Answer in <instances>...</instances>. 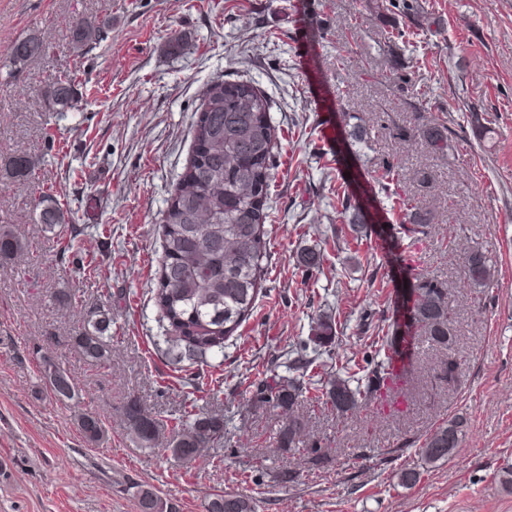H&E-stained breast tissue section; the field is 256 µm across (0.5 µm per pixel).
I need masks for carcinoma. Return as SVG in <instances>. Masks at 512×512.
<instances>
[{
	"label": "carcinoma",
	"mask_w": 512,
	"mask_h": 512,
	"mask_svg": "<svg viewBox=\"0 0 512 512\" xmlns=\"http://www.w3.org/2000/svg\"><path fill=\"white\" fill-rule=\"evenodd\" d=\"M102 34L100 24L84 20L75 25L73 40L83 47L97 43ZM45 50L42 39L27 36L13 44L10 59L13 65L21 66ZM45 94L57 111L70 109L75 104V79L69 74L59 75L46 86ZM419 136L432 153L448 149V134L441 129H418L409 134L412 140ZM193 138L201 143V149L192 151L179 186L167 200L151 299L160 312L163 342L171 348L183 345L189 356L205 361L209 354L222 351L224 341L252 315L261 288V263L269 245L265 210L274 154L268 99L247 82H211L198 110ZM345 183L350 188L348 196L357 202L353 223H375L372 210L376 209L377 196L361 186L357 174L345 178ZM388 195L398 205L401 233L427 234L431 214L405 203L396 193L390 191ZM40 223L49 228L67 224L68 212L49 203L41 210ZM24 251L20 239L0 233L1 259ZM460 258L474 284L490 281L491 266L481 252L465 251ZM413 291L410 322L420 327L425 341L447 350L441 361V379L452 385L458 372V362L450 353L454 342L452 289L431 274L421 273ZM109 328V323L101 321L93 330L84 329L73 337L82 359L96 364L109 361L112 348L103 336ZM335 341L332 321L317 319L314 333L304 342V347H312L314 357L304 360L303 368L317 361ZM386 345L384 354L367 360L361 383L354 388L349 380L336 376L325 383H305L274 373L260 379L254 401L288 417L279 431L280 447L290 449L302 443L301 427L293 416L301 398L329 402L343 416L359 412L389 391L387 382L399 351L391 336ZM43 372L55 397L71 400L78 394L76 380L68 370L46 363ZM124 416L142 445L151 448L161 442L159 419L138 401L127 402ZM78 426L91 444L100 442L106 433L102 421L93 414L79 415ZM463 427L464 419L456 417L433 429L420 448L422 461L427 465L447 461L458 448ZM223 439L224 418L196 406L171 426L165 448L173 458L191 465L210 456ZM137 495L140 512H176L175 504L151 489L141 488ZM206 512H253V506L245 496L222 493L207 502Z\"/></svg>",
	"instance_id": "cac0c4a2"
}]
</instances>
